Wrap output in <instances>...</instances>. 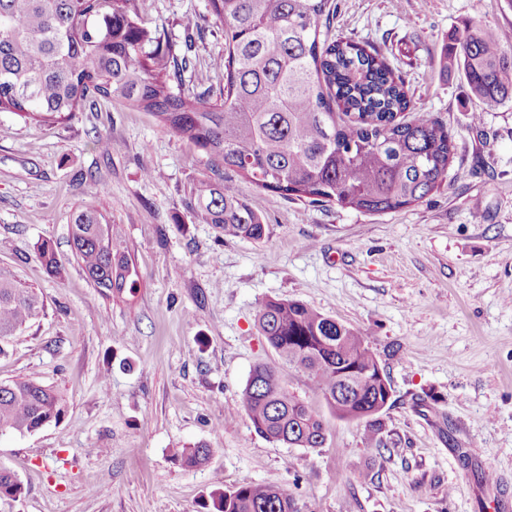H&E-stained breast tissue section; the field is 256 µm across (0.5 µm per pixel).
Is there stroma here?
<instances>
[{"label":"stroma","mask_w":512,"mask_h":512,"mask_svg":"<svg viewBox=\"0 0 512 512\" xmlns=\"http://www.w3.org/2000/svg\"><path fill=\"white\" fill-rule=\"evenodd\" d=\"M333 3L330 35L382 51L416 111L454 136L444 188L411 206L372 215L285 198L119 101L88 100L42 127L0 112V267L45 305L0 355V381L33 378L64 401L59 421L0 435V467L24 488L0 512H203L213 490L250 483L317 512H489V492L512 496V101L471 99L442 63L468 26L512 46V0ZM137 8L187 50L186 88L218 85L210 64L224 29L208 0ZM202 180L234 185L268 239L199 223L188 202ZM83 206L121 228L134 291L102 295L74 259L68 226ZM45 239L61 275L38 258ZM264 297L363 334L393 389L382 454L303 375L288 388L323 417V447L271 441L241 413L250 371L278 364L256 323ZM197 443L212 449L207 465L172 457Z\"/></svg>","instance_id":"1"}]
</instances>
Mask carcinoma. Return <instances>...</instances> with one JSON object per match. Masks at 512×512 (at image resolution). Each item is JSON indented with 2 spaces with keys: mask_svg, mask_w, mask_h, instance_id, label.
<instances>
[{
  "mask_svg": "<svg viewBox=\"0 0 512 512\" xmlns=\"http://www.w3.org/2000/svg\"><path fill=\"white\" fill-rule=\"evenodd\" d=\"M209 6L224 27V53L212 63L224 83L195 94L182 89L186 56L138 13L136 0H0V112L49 126L91 98L121 101L153 114L244 181L313 205L380 214L441 189L454 158L451 134L414 110L401 75L377 49L323 33L332 0H209ZM443 66L461 73L469 94L487 105L512 100V51L478 28L453 39ZM190 207L226 237L260 242L269 235V225L231 184L194 185ZM69 237L100 293L135 288L121 229L96 209L73 213ZM38 256L48 273L61 274L63 258L49 241L39 244ZM44 308L35 289L0 268V354ZM256 322L279 365H257L246 381L243 409L255 430L289 448L325 443L323 420L285 387L304 374L337 418L364 423L366 447L381 454L375 402L392 387L378 378L365 338L298 300L261 299ZM62 413L50 387L33 379L0 383V434H31ZM211 452L201 443L174 448L172 456L201 467ZM202 508L313 512L262 484L217 490Z\"/></svg>",
  "mask_w": 512,
  "mask_h": 512,
  "instance_id": "cac0c4a2",
  "label": "carcinoma"
}]
</instances>
